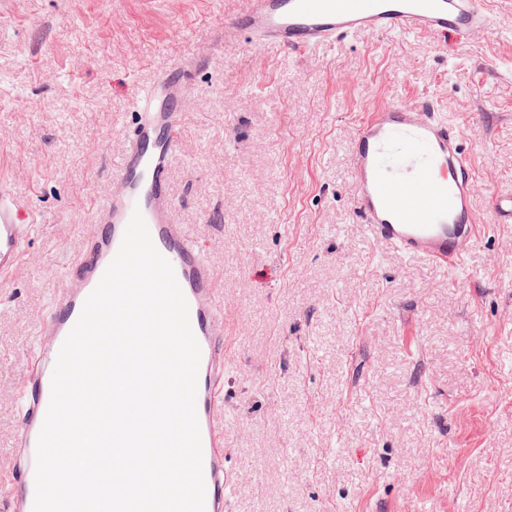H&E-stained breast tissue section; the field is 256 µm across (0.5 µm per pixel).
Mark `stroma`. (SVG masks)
<instances>
[{
  "mask_svg": "<svg viewBox=\"0 0 512 512\" xmlns=\"http://www.w3.org/2000/svg\"><path fill=\"white\" fill-rule=\"evenodd\" d=\"M242 0H0V177L40 221L0 283V512L36 325L113 186L130 100L208 45L169 170L224 292L228 512H512V0L471 36L357 35L299 56L220 43ZM464 126L463 273L357 220L350 141L385 102Z\"/></svg>",
  "mask_w": 512,
  "mask_h": 512,
  "instance_id": "stroma-1",
  "label": "stroma"
}]
</instances>
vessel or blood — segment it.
Here are the masks:
<instances>
[{"instance_id": "1", "label": "vessel or blood", "mask_w": 512, "mask_h": 512, "mask_svg": "<svg viewBox=\"0 0 512 512\" xmlns=\"http://www.w3.org/2000/svg\"><path fill=\"white\" fill-rule=\"evenodd\" d=\"M494 0H245L226 20L224 42L274 44L307 55L355 34L396 30L465 37L494 25ZM209 55L201 48L177 66L157 68L131 100L133 127L114 172L118 191L95 204L97 229L63 272L64 288L41 316L36 366L24 382L17 450L8 488V512H33L36 448L48 409L58 353L83 305L121 245L134 212H141L158 251L170 262L189 306L200 346L196 411L200 428L205 512H226L234 480L224 463L225 421L220 414L224 375V295L216 271L177 223L167 183L178 152L181 114L176 103L191 92L190 76ZM353 199L367 234L403 258L459 270L480 239L475 222L473 165L467 136L437 102L391 101L357 124L350 149ZM36 217L0 179V279L21 264Z\"/></svg>"}]
</instances>
